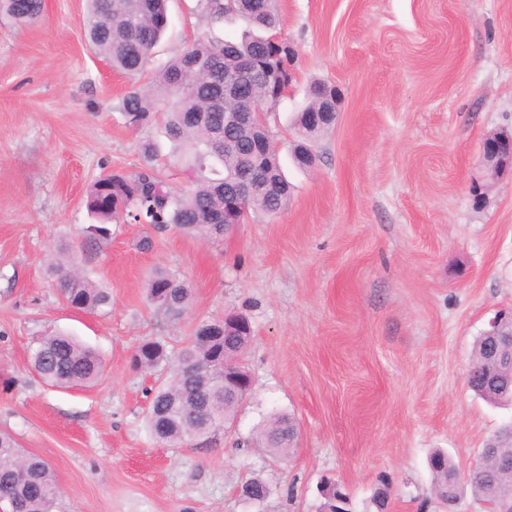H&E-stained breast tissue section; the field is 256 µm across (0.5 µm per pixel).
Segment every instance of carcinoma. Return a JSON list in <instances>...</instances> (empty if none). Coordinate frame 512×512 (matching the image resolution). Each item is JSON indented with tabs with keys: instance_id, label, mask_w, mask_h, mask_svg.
<instances>
[{
	"instance_id": "cac0c4a2",
	"label": "carcinoma",
	"mask_w": 512,
	"mask_h": 512,
	"mask_svg": "<svg viewBox=\"0 0 512 512\" xmlns=\"http://www.w3.org/2000/svg\"><path fill=\"white\" fill-rule=\"evenodd\" d=\"M86 29L92 46L106 57L113 69L128 76L148 71L154 47L168 24L167 0H87ZM277 0H196L197 15L212 24L226 18L243 20L251 31L239 41L202 36L158 68L152 81L164 94L158 105L145 94L127 95L121 110L130 127L146 131L163 124L173 144L172 157L186 172L190 188L174 190L160 174L154 161L157 144L142 143L145 164L131 175L109 174L94 182L86 195V208L95 223L85 228L89 241H101L111 234L109 225L120 219L136 224L172 226L189 235L208 239L224 236V183L245 169L255 168L260 186L244 199V209L275 216L288 206L290 185L277 152L255 155L252 147L262 136L259 128L224 126V106L242 112L261 105L272 111L284 99L281 87L290 85L288 44H275L263 32L278 24ZM42 0H0V14L22 24L41 17ZM236 85L237 99L224 103V82ZM317 99L309 96L296 117L301 136L309 140L321 129L305 123L306 111ZM77 256L52 273L64 301L80 311H102L112 306V294L76 269ZM190 289L175 276L158 270L148 284L150 303L173 317L182 315L190 303ZM237 342L224 343V325L203 320L192 336L175 353L159 340H146L135 355V363L152 369L163 363L172 370L171 379L152 389L148 406L151 435L171 445L191 441L197 433L212 434L234 418L237 404L224 399V382L218 370L209 368L212 357H224ZM30 359L38 376L47 384L66 389L89 388L103 373V362L91 348L75 337L55 332L38 337ZM491 404L505 402L512 389V371L498 369L490 377L475 376L469 384ZM295 434L293 419L280 414L259 430L267 450L287 458L289 441ZM499 465L471 478V486L486 499L497 488L512 486V443L495 440ZM436 491L444 489L457 475L452 459L435 452L432 470ZM243 494L265 500L270 490L265 482L252 479L242 485ZM59 493L53 469L47 461L26 451L8 432H0V498L8 497L15 512H52Z\"/></svg>"
}]
</instances>
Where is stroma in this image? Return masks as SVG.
I'll use <instances>...</instances> for the list:
<instances>
[{
    "label": "stroma",
    "instance_id": "stroma-1",
    "mask_svg": "<svg viewBox=\"0 0 512 512\" xmlns=\"http://www.w3.org/2000/svg\"><path fill=\"white\" fill-rule=\"evenodd\" d=\"M195 0H169L162 64L201 34L239 37L243 21L209 26ZM85 0H43L39 21L0 17V431L44 458L61 494L52 512H319L323 477L351 512H493L471 489L454 507L434 491L441 449L467 474L512 424V406L467 384L474 346L512 311V173L489 179L482 144L512 131V0H278L277 36L295 52L293 81L267 127L292 184L288 207L252 213L217 241L148 224L112 225L87 243L85 198L103 173H133L141 143L185 188L163 126H126L123 97L147 78L114 71L90 46ZM335 85V124L297 167L292 121L312 82ZM153 246H137L142 236ZM112 293L100 312L68 307L50 265L65 249ZM183 280L191 305L173 317L146 301L156 270ZM245 314L253 389L228 433L170 447L145 426V340L179 348L198 322ZM63 330L100 354L94 387L52 388L34 374L35 336ZM292 415L297 448H258L269 417ZM264 481L263 503L241 495Z\"/></svg>",
    "mask_w": 512,
    "mask_h": 512
}]
</instances>
